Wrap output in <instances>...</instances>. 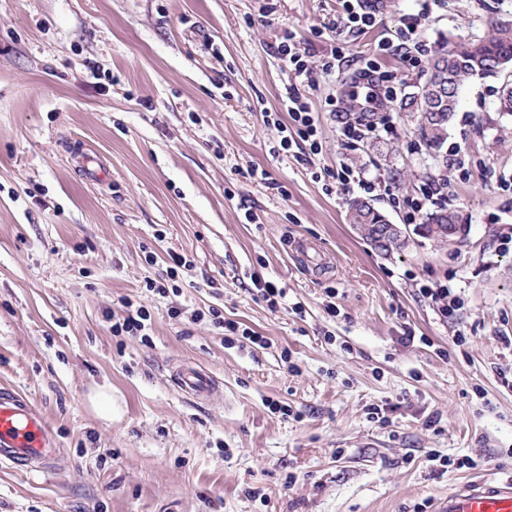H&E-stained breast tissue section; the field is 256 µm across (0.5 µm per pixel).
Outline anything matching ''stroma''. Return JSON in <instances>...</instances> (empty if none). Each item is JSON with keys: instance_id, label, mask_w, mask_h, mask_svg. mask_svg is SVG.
Listing matches in <instances>:
<instances>
[{"instance_id": "1", "label": "stroma", "mask_w": 512, "mask_h": 512, "mask_svg": "<svg viewBox=\"0 0 512 512\" xmlns=\"http://www.w3.org/2000/svg\"><path fill=\"white\" fill-rule=\"evenodd\" d=\"M340 11L0 0V383L37 404L61 448L49 471L0 467V512H434L460 482L512 478L504 79L462 88L438 156L398 100L379 106L392 132L355 146L328 105L369 61L401 94L424 85L405 18L429 49L450 48L512 22V0H384L373 28L328 30ZM286 27L312 64L334 46L345 55L307 92L322 149L303 161L266 122L296 81L274 52ZM343 163L380 183L372 202L394 224L445 182L460 232L380 254L347 221L359 190L321 177ZM301 242L318 263L302 262ZM175 252L190 265L172 280ZM256 277L286 289L277 311ZM149 279L179 290L149 294ZM442 280L460 301L446 317L420 293ZM125 299L149 309L148 343L113 335ZM211 307L267 346H225L223 329L194 318ZM184 362L217 390L182 393L172 371ZM103 385L120 409L108 423L89 401ZM434 454L477 466L442 471Z\"/></svg>"}]
</instances>
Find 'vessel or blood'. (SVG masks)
Wrapping results in <instances>:
<instances>
[{
	"mask_svg": "<svg viewBox=\"0 0 512 512\" xmlns=\"http://www.w3.org/2000/svg\"><path fill=\"white\" fill-rule=\"evenodd\" d=\"M178 388L195 398L210 396L216 380L186 363L174 374ZM60 452L43 413L13 387L0 385V464L46 469ZM436 512H512V481L493 484L488 478L464 482L449 491Z\"/></svg>",
	"mask_w": 512,
	"mask_h": 512,
	"instance_id": "1",
	"label": "vessel or blood"
}]
</instances>
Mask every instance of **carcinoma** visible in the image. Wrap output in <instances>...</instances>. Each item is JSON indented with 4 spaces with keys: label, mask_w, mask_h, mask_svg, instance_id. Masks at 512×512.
<instances>
[{
    "label": "carcinoma",
    "mask_w": 512,
    "mask_h": 512,
    "mask_svg": "<svg viewBox=\"0 0 512 512\" xmlns=\"http://www.w3.org/2000/svg\"><path fill=\"white\" fill-rule=\"evenodd\" d=\"M449 62L450 76L443 88L444 97L436 98V93L423 88L422 93H413L401 103V108L418 115V127L426 147L437 153L441 150L448 134V115L455 114L459 105L462 86L475 76L494 75L492 66L500 60L512 63V30L497 26L495 33L479 42L460 43L448 50L438 49L431 61ZM458 221L456 215L444 208L425 215L422 226L427 236L442 239L448 236V221Z\"/></svg>",
    "instance_id": "cac0c4a2"
}]
</instances>
